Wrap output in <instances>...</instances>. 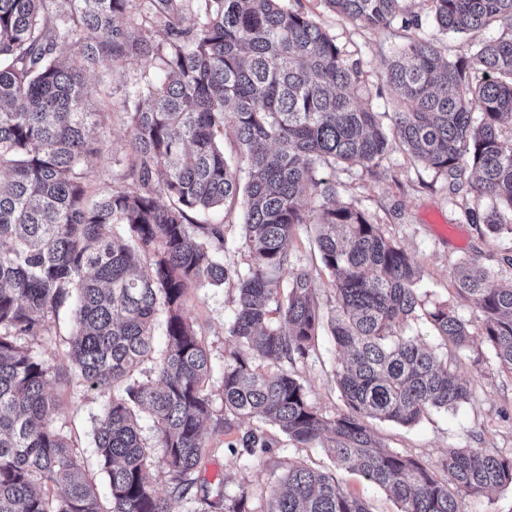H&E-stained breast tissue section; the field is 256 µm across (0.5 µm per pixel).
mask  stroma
I'll use <instances>...</instances> for the list:
<instances>
[{
  "mask_svg": "<svg viewBox=\"0 0 512 512\" xmlns=\"http://www.w3.org/2000/svg\"><path fill=\"white\" fill-rule=\"evenodd\" d=\"M291 8L307 12L333 38L343 57L359 62L363 77L362 99L379 112L383 126H390L394 110V94L380 78L393 51L417 31H432L425 0H405V21L391 28L373 31L357 26L327 8L323 0H288ZM419 18L412 26L410 18ZM142 75L138 61H130L120 72L100 71L89 74L91 104L104 114L99 137L105 152L87 171V182L95 194H105L121 182L122 168L118 158L128 151L125 115L118 102L132 90ZM324 176L336 187V200L369 215L386 238L402 247L421 271L419 292L425 304L445 302L468 321L474 338L467 350L458 351L443 345L431 325L418 320L408 324L406 332L420 337L441 357L447 358L471 388L467 402L457 408L433 410L413 426L388 421L372 422L371 427L384 444L397 452H406L428 467L437 466L452 448H483L494 454L512 455V370L498 362L493 350L481 337V319L470 302L457 294L451 285L452 268L465 260L475 259L493 273L492 283L505 286L512 282V268L504 259L512 256V233L504 231L492 236L484 225L472 224L464 213L462 196L448 192L446 179L423 164L412 161L399 144H392L375 172L361 167L339 165L325 169ZM198 222L220 224L228 242L224 264L233 275L220 288H203L191 293L183 313L198 331L217 369L209 388L214 395L215 417H223L220 399V368L224 356L235 346L227 332L234 316L239 273L248 266V253L243 246V230L236 213L216 210L197 217ZM297 264L318 270V296L323 312H330L331 294L327 273L322 272L320 254L315 243L313 225H302L291 244ZM71 322L67 309L50 314L43 336L22 338L32 355L58 363L64 360L70 339ZM338 353L328 331H321L314 351L308 358L288 364L287 369L304 385L310 403L327 416L346 410L336 386L335 369ZM61 406L57 424L73 438L74 451L85 468L96 474L99 493H106L104 477L98 476L93 431L98 424L110 392L88 391L71 382L54 386ZM250 428L271 435L276 447L262 458L242 464L228 446L235 433H225L207 425L204 438L207 453L202 474L211 483L224 486L227 496L240 492L249 495L251 512H262L264 496L287 474L288 467L303 463L330 473L344 488L363 498L371 512H397L396 504L379 488L359 474L337 468L320 448H304L291 443L275 426L259 419Z\"/></svg>",
  "mask_w": 512,
  "mask_h": 512,
  "instance_id": "obj_1",
  "label": "stroma"
}]
</instances>
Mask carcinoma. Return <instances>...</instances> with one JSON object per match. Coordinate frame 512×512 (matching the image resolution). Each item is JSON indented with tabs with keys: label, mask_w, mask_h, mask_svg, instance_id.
Returning a JSON list of instances; mask_svg holds the SVG:
<instances>
[{
	"label": "carcinoma",
	"mask_w": 512,
	"mask_h": 512,
	"mask_svg": "<svg viewBox=\"0 0 512 512\" xmlns=\"http://www.w3.org/2000/svg\"><path fill=\"white\" fill-rule=\"evenodd\" d=\"M368 29L389 27L405 0H323ZM435 33L505 25L512 0H425ZM435 33H421L389 60L382 80L396 94L392 125L359 101L362 71L342 58L310 15L285 0H0V512H170L152 487L150 445L136 412L149 413L175 489L184 494L206 455L213 418L210 353L183 314L187 295L220 288L222 224L192 214L238 209L250 263L238 275L224 356V432L261 417L302 447L326 449L338 466L386 491L399 512H463L462 500L512 485V456L454 448L436 469L383 446L365 419L418 423L471 395L448 363L405 326L423 319L463 350L468 322L446 304L427 309L419 269L364 213L336 203L325 165L374 172L389 139L470 200L468 219L491 233L512 224V34L453 61ZM69 46L68 54L59 51ZM135 59L161 77L120 102L128 124L123 185L89 199L86 170L104 153L87 77ZM235 137L227 159L224 132ZM472 167L476 176L466 175ZM165 195L161 204L157 196ZM317 198L320 205L304 208ZM490 205L482 210L483 201ZM318 226L322 265L333 276L330 333L336 384L348 413L326 417L282 362L306 358L324 326L312 269L290 243ZM451 282L482 318V336L512 369V286L460 263ZM71 308L66 363L31 355L17 340L46 331ZM163 319L164 341L154 330ZM146 361L154 381L131 379ZM75 374L88 390L125 384L94 432L109 508L55 425L54 383ZM271 442L247 430L230 445L243 460ZM202 500L250 512L248 493L223 485ZM214 500H209V497ZM263 512H370L336 478L288 468Z\"/></svg>",
	"instance_id": "cac0c4a2"
}]
</instances>
